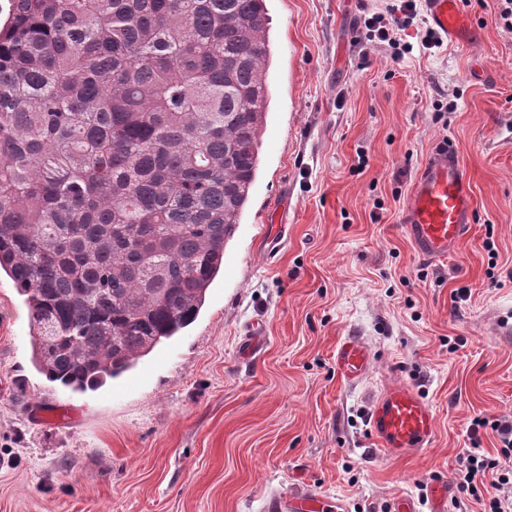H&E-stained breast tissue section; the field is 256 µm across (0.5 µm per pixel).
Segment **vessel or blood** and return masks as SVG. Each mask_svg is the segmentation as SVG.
<instances>
[{"label": "vessel or blood", "instance_id": "vessel-or-blood-1", "mask_svg": "<svg viewBox=\"0 0 512 512\" xmlns=\"http://www.w3.org/2000/svg\"><path fill=\"white\" fill-rule=\"evenodd\" d=\"M435 30L454 41L468 37L462 0H424ZM474 201L458 154L451 146L436 148L419 170L401 222L416 256L428 262L453 257L473 223ZM336 372L348 382L361 380L371 358L354 337L336 347ZM367 424L375 445L387 457L429 447L435 434L430 405L410 385L390 387L376 396ZM264 512H345L322 501L320 494L269 496Z\"/></svg>", "mask_w": 512, "mask_h": 512}]
</instances>
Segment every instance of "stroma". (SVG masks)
I'll list each match as a JSON object with an SVG mask.
<instances>
[{"label": "stroma", "mask_w": 512, "mask_h": 512, "mask_svg": "<svg viewBox=\"0 0 512 512\" xmlns=\"http://www.w3.org/2000/svg\"><path fill=\"white\" fill-rule=\"evenodd\" d=\"M497 5L468 0L469 41L397 63L364 40L379 0H266L259 170L195 322L74 393L36 369L24 298L0 274V512H260L292 490L347 512L400 495L434 512L424 492L455 488L472 420L512 419V29ZM441 101L455 104L443 124ZM445 138L475 218L454 257L423 263L400 217ZM274 224L285 245L269 259L258 243ZM348 336L371 356L353 384L334 364ZM397 383L421 391L436 428L392 460L367 411Z\"/></svg>", "instance_id": "35a3bbf8"}]
</instances>
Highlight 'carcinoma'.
I'll use <instances>...</instances> for the list:
<instances>
[{"label":"carcinoma","mask_w":512,"mask_h":512,"mask_svg":"<svg viewBox=\"0 0 512 512\" xmlns=\"http://www.w3.org/2000/svg\"><path fill=\"white\" fill-rule=\"evenodd\" d=\"M265 0H9L0 272L73 392L198 317L255 182Z\"/></svg>","instance_id":"1"}]
</instances>
